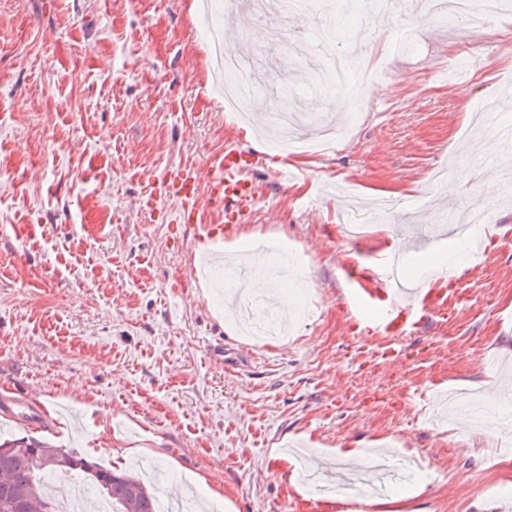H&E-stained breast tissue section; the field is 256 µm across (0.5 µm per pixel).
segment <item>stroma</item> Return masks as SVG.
<instances>
[{
    "label": "stroma",
    "mask_w": 512,
    "mask_h": 512,
    "mask_svg": "<svg viewBox=\"0 0 512 512\" xmlns=\"http://www.w3.org/2000/svg\"><path fill=\"white\" fill-rule=\"evenodd\" d=\"M0 0V401L22 388L32 419L0 416V437L76 448L117 469L150 466L156 493L192 492L203 512H366L316 495L297 456L333 466L338 449L410 454L418 481L390 488L399 512H512V430L433 424L435 398L505 395L484 357L512 358V194H485L474 116L512 82V0L494 20L447 24L420 9L388 16L371 0L288 18L225 19V0ZM387 36L362 41L371 22ZM254 74L269 111L289 89L308 139L298 177L262 133L224 107L212 29ZM382 70L359 111L323 112L325 42ZM228 149L247 152L251 202L234 223L208 201ZM199 178L190 205L163 186ZM492 205L470 257L434 225ZM266 242L300 267L287 295H260L278 336L229 316L224 271L202 250ZM437 278L398 331L375 291Z\"/></svg>",
    "instance_id": "stroma-1"
}]
</instances>
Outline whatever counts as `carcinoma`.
Listing matches in <instances>:
<instances>
[{"label": "carcinoma", "instance_id": "cac0c4a2", "mask_svg": "<svg viewBox=\"0 0 512 512\" xmlns=\"http://www.w3.org/2000/svg\"><path fill=\"white\" fill-rule=\"evenodd\" d=\"M55 471L89 478L113 512H157L154 492L132 473L103 468L73 451L22 438L0 443V512H14L16 505L23 512H59L43 480Z\"/></svg>", "mask_w": 512, "mask_h": 512}]
</instances>
